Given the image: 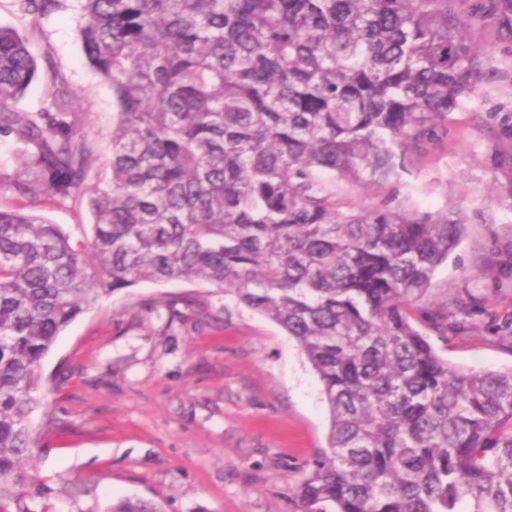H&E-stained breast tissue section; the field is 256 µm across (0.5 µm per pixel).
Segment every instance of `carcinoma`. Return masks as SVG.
Segmentation results:
<instances>
[{
  "label": "carcinoma",
  "mask_w": 512,
  "mask_h": 512,
  "mask_svg": "<svg viewBox=\"0 0 512 512\" xmlns=\"http://www.w3.org/2000/svg\"><path fill=\"white\" fill-rule=\"evenodd\" d=\"M64 0H15L34 19ZM83 52L112 86V177L49 45L0 25V175L35 202L89 197L80 240L0 209V512H51L33 472L41 361L101 297L142 282L234 293L290 336L329 410L302 512H512V368L462 369L421 305L465 232L444 207H357L344 186L448 140L512 0H79ZM52 92L17 107L38 71ZM108 512H161L121 500Z\"/></svg>",
  "instance_id": "obj_1"
}]
</instances>
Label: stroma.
Returning a JSON list of instances; mask_svg holds the SVG:
<instances>
[{
  "label": "stroma",
  "mask_w": 512,
  "mask_h": 512,
  "mask_svg": "<svg viewBox=\"0 0 512 512\" xmlns=\"http://www.w3.org/2000/svg\"><path fill=\"white\" fill-rule=\"evenodd\" d=\"M80 4L37 20L0 0V23L36 29L34 53L51 45L87 114L98 146L97 171L109 177L112 87L87 63ZM500 48L476 93L448 118V142L428 148L415 168L383 188L354 186L355 205L387 195L421 211L449 206L466 233L440 265L426 303L465 329L432 336L458 367L512 366V142L499 123L512 90ZM36 210L80 237L86 202L43 199ZM480 306L460 316L458 301ZM42 405L32 416L37 475L53 489L55 512H107L121 499H150L163 512H301L298 488L326 445L329 410L322 384L294 341L270 319L200 283L156 284L102 297L58 336L41 363ZM88 492L68 499L63 479Z\"/></svg>",
  "instance_id": "35a3bbf8"
}]
</instances>
